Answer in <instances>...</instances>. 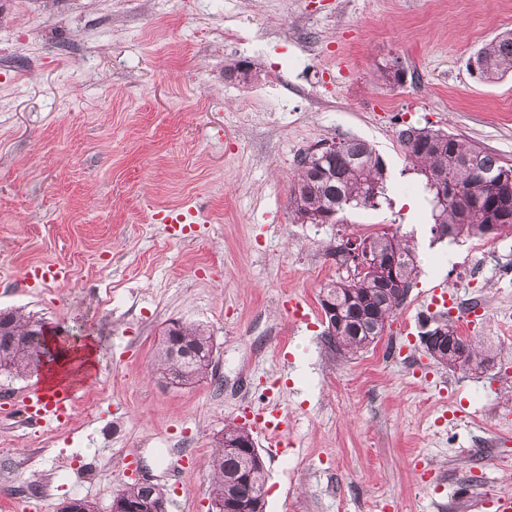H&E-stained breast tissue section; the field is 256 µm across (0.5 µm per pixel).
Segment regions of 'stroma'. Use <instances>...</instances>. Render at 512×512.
I'll return each mask as SVG.
<instances>
[{
  "label": "stroma",
  "instance_id": "1",
  "mask_svg": "<svg viewBox=\"0 0 512 512\" xmlns=\"http://www.w3.org/2000/svg\"><path fill=\"white\" fill-rule=\"evenodd\" d=\"M509 30L512 0H0V310L96 350L50 431L14 410L42 374L0 371V512L73 498L110 512L143 477L167 512H208L213 441L269 388L290 447L265 462L266 512H485L512 493V235L432 242L425 179L397 138L429 126L512 160V75L469 68ZM244 61L257 79L229 76ZM395 61L398 87L383 77ZM348 138L384 158L388 204L292 222L299 156ZM168 213L185 214L184 236ZM396 227L417 244V279L376 345L332 352L318 300L340 274L329 247ZM39 263L66 278L28 285ZM436 280L486 369L423 351ZM292 298L307 321L284 309ZM174 320L216 345L190 387L151 371Z\"/></svg>",
  "mask_w": 512,
  "mask_h": 512
}]
</instances>
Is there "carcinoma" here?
Here are the masks:
<instances>
[{
  "mask_svg": "<svg viewBox=\"0 0 512 512\" xmlns=\"http://www.w3.org/2000/svg\"><path fill=\"white\" fill-rule=\"evenodd\" d=\"M483 59L480 78L493 82L512 73V32L495 37L478 50ZM398 140L412 169L424 176L432 194L430 232L433 241H455L460 237L486 236L485 226L497 214L512 213V163L458 135L440 129L408 126ZM319 147L297 160V171L290 183L289 204L293 219L301 224H337L340 214L350 209H376L386 199L387 165L367 142L351 138L336 143V152L324 155ZM438 176L457 189L443 202L432 178ZM379 251L396 262L403 283L398 292L383 279L371 274L353 273L325 284L320 301L331 300L341 309L343 322L335 330L325 329L324 338L336 351L355 354L377 343L383 328L403 304L419 272L418 256L412 238L396 231L368 237ZM32 319L17 311L5 312L0 319V371L25 376L34 371L41 352L40 343L28 336ZM178 341L188 352L175 356L166 342L157 345L154 369L179 386H194L205 379L196 359L205 356L213 336L204 326L181 323ZM468 370H483L488 359L471 340H466ZM251 433L234 423L224 425L215 438L210 458V498L222 506L233 501L256 512L265 495L266 467L262 456L251 464L224 451V443H247ZM113 499L138 504L142 512H166L163 492L138 482L118 490Z\"/></svg>",
  "mask_w": 512,
  "mask_h": 512,
  "instance_id": "cac0c4a2",
  "label": "carcinoma"
}]
</instances>
